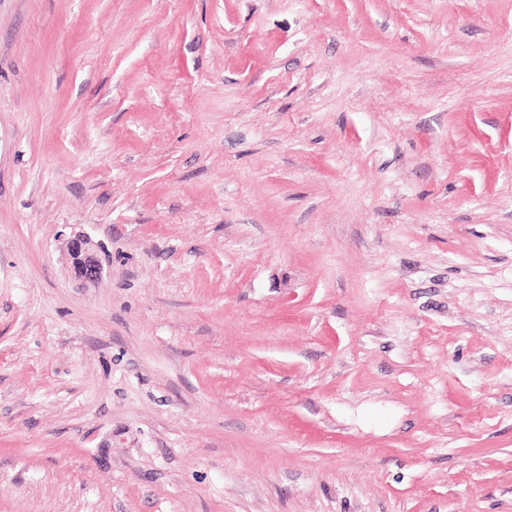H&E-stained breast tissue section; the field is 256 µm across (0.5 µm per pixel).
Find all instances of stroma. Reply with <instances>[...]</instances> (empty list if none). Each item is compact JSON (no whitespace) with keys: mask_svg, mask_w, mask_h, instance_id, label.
<instances>
[{"mask_svg":"<svg viewBox=\"0 0 512 512\" xmlns=\"http://www.w3.org/2000/svg\"><path fill=\"white\" fill-rule=\"evenodd\" d=\"M0 512H512V0H0ZM65 260L83 285L95 284L99 280L102 267L93 251L91 240L86 235L73 234L69 238Z\"/></svg>","mask_w":512,"mask_h":512,"instance_id":"stroma-1","label":"stroma"}]
</instances>
